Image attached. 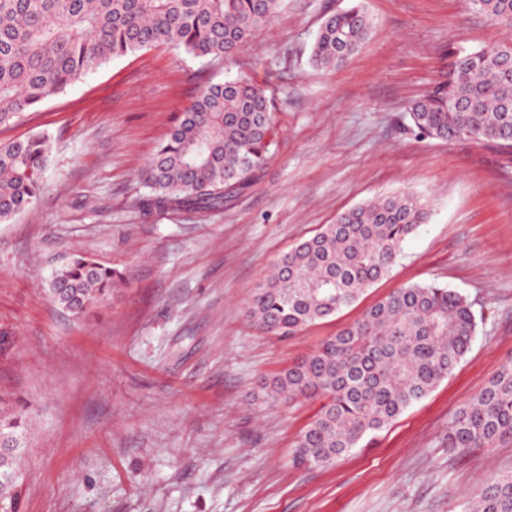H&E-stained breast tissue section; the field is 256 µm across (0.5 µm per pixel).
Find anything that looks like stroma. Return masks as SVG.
Returning a JSON list of instances; mask_svg holds the SVG:
<instances>
[{"instance_id": "obj_1", "label": "stroma", "mask_w": 512, "mask_h": 512, "mask_svg": "<svg viewBox=\"0 0 512 512\" xmlns=\"http://www.w3.org/2000/svg\"><path fill=\"white\" fill-rule=\"evenodd\" d=\"M375 20L333 70L310 57L322 21ZM512 41L465 0H284L232 57L157 46L112 59L7 129L51 140L46 193L0 223V417L18 419L19 480L0 512H462L512 470V441L467 455L448 421L512 362V166L469 140L416 135L408 112L453 47ZM243 76L273 103L278 147L257 183L204 212L145 213L140 173L177 113ZM432 206L390 272L354 305L283 339L244 307L278 256L374 196ZM84 255L125 284L77 317L48 297ZM438 283L480 320L452 375L329 467L294 460L322 400L277 405L264 378L298 362L396 288Z\"/></svg>"}]
</instances>
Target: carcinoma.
Instances as JSON below:
<instances>
[{
	"mask_svg": "<svg viewBox=\"0 0 512 512\" xmlns=\"http://www.w3.org/2000/svg\"><path fill=\"white\" fill-rule=\"evenodd\" d=\"M283 0H0V127L108 61L166 45L196 58L230 57L268 25ZM496 25L512 27V0H469ZM373 27L359 5L323 22L317 67H339ZM446 79L409 111L414 130L445 142L496 147L512 163V42L457 49ZM276 131L266 91L246 79L206 86L141 172L145 211L219 209L255 184L273 155ZM52 146L45 134L0 142V223L33 207L44 190ZM429 203L409 191L349 208L280 255L245 309L266 333L292 336L355 304L384 277L406 239L426 223ZM123 282L84 256L57 269L48 296L82 316ZM468 299L436 284H409L265 383L270 404L324 398L300 434L295 460L332 465L367 444L448 378L477 332ZM18 421L0 419V496L18 479ZM512 440V363L448 421V447L466 455ZM464 512H512V473L477 490Z\"/></svg>",
	"mask_w": 512,
	"mask_h": 512,
	"instance_id": "1",
	"label": "carcinoma"
}]
</instances>
